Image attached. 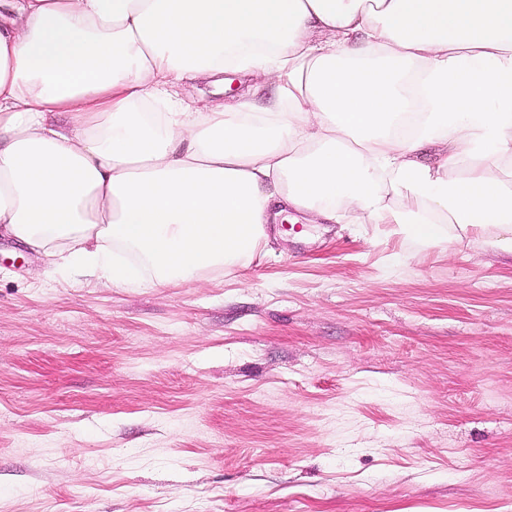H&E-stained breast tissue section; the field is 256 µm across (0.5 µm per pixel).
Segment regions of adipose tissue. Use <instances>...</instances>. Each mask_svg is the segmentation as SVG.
Instances as JSON below:
<instances>
[{
	"label": "adipose tissue",
	"instance_id": "adipose-tissue-1",
	"mask_svg": "<svg viewBox=\"0 0 512 512\" xmlns=\"http://www.w3.org/2000/svg\"><path fill=\"white\" fill-rule=\"evenodd\" d=\"M0 233L152 288L288 210L512 254V0H9ZM272 84L199 106L225 73Z\"/></svg>",
	"mask_w": 512,
	"mask_h": 512
}]
</instances>
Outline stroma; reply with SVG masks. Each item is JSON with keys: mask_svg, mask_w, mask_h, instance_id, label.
<instances>
[{"mask_svg": "<svg viewBox=\"0 0 512 512\" xmlns=\"http://www.w3.org/2000/svg\"><path fill=\"white\" fill-rule=\"evenodd\" d=\"M266 233L157 288L0 236V512H512V255Z\"/></svg>", "mask_w": 512, "mask_h": 512, "instance_id": "35a3bbf8", "label": "stroma"}]
</instances>
